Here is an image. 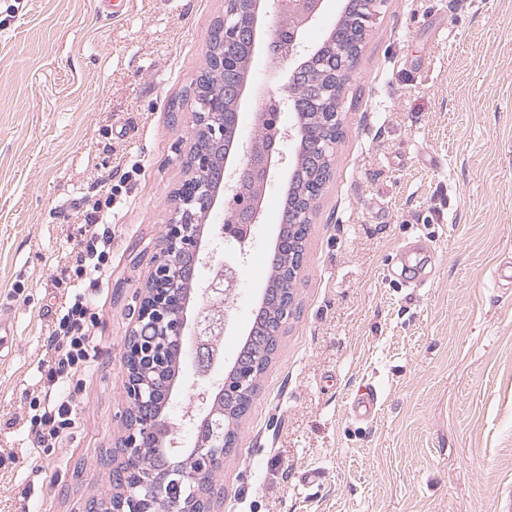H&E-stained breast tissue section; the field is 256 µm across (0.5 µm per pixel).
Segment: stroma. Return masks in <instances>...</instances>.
Masks as SVG:
<instances>
[{"label":"stroma","instance_id":"35a3bbf8","mask_svg":"<svg viewBox=\"0 0 512 512\" xmlns=\"http://www.w3.org/2000/svg\"><path fill=\"white\" fill-rule=\"evenodd\" d=\"M224 0H0V512H85L112 480L129 407L123 356L138 292L189 177L195 84ZM240 133L291 63L258 56ZM342 135L312 210L295 305L220 468L213 512H512V0H388L341 94ZM102 334L76 391L81 425L50 460L30 394L64 305L62 272L115 173ZM202 224L226 298L223 361L184 363L164 413L212 402L251 327L278 226ZM377 390L376 414L349 407ZM319 474L307 482L309 471Z\"/></svg>","mask_w":512,"mask_h":512}]
</instances>
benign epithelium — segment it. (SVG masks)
Returning <instances> with one entry per match:
<instances>
[{
    "label": "benign epithelium",
    "mask_w": 512,
    "mask_h": 512,
    "mask_svg": "<svg viewBox=\"0 0 512 512\" xmlns=\"http://www.w3.org/2000/svg\"><path fill=\"white\" fill-rule=\"evenodd\" d=\"M263 0H224V17L208 41V66L202 73L206 79L214 72L224 73V84L213 89L202 84L195 112L196 133L209 143L195 148L190 157V178L183 189L167 225L158 259L139 298L134 326L124 357L126 395L132 416L125 419L127 435L117 453V471L132 476L134 481L122 484L119 496L104 503L90 501L86 512H152L164 495L170 481L186 486L185 495L168 501L167 512H211L214 496L224 494V487L209 486L206 473L224 459L223 434L197 437L191 453L198 465L183 468L178 461H164L155 469H147L142 449L150 444L173 450L180 446L168 425L156 412L157 406L169 402L173 378L168 376L166 353L174 345H182L186 335L185 304L190 291L177 295L176 285L192 284L200 269L209 265L201 252V211L211 212L219 197H224V238L234 241L247 234L253 224L264 218L261 198L270 181L272 168L283 160V143L305 134V113L319 111L320 125L311 135V156L328 157L335 143L326 137L328 130L340 125L339 112L321 111L324 98L334 93L327 82H318L312 98L305 104L294 100L290 90L269 95L255 113L257 126L269 133L266 145L257 150L253 143L239 140V107L246 83L241 64H251L258 45V19ZM298 28L278 25L273 29L267 51L276 60H291L305 52L298 40ZM355 50L343 46L336 57L320 60L332 71L351 68ZM293 112L294 124L283 126V109ZM273 303L283 318L292 315L294 295L292 281L281 282L279 289L265 291L264 303ZM197 335L222 334L225 320L209 316L196 320ZM267 355L260 341L249 352H241L233 369L224 378L221 395L230 405L247 395L256 366Z\"/></svg>",
    "instance_id": "benign-epithelium-1"
}]
</instances>
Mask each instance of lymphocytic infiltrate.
Masks as SVG:
<instances>
[{
  "instance_id": "obj_1",
  "label": "lymphocytic infiltrate",
  "mask_w": 512,
  "mask_h": 512,
  "mask_svg": "<svg viewBox=\"0 0 512 512\" xmlns=\"http://www.w3.org/2000/svg\"><path fill=\"white\" fill-rule=\"evenodd\" d=\"M111 241L109 232L95 227L81 242L68 277L69 299L48 338L51 357L41 375L44 394L30 401V432L34 443L47 455L62 450L67 436L78 425L71 385L96 355L95 300L87 287L97 284L106 270Z\"/></svg>"
}]
</instances>
